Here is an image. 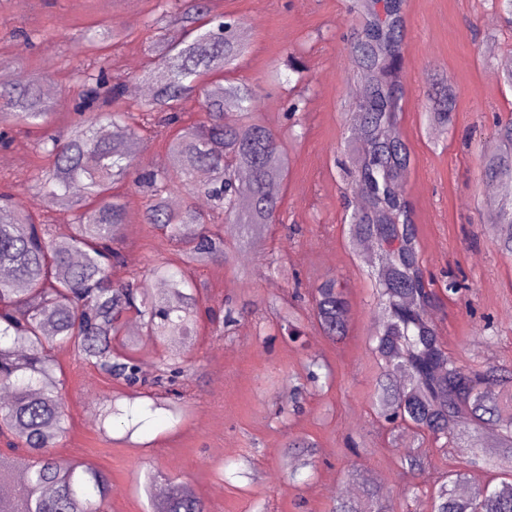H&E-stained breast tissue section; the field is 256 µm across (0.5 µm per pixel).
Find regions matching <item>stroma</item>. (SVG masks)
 <instances>
[{
	"label": "stroma",
	"mask_w": 512,
	"mask_h": 512,
	"mask_svg": "<svg viewBox=\"0 0 512 512\" xmlns=\"http://www.w3.org/2000/svg\"><path fill=\"white\" fill-rule=\"evenodd\" d=\"M165 0H0V68L39 73L52 92L54 129L66 132L82 82L72 56L75 41L96 22L122 28L106 47L112 74L124 85L143 83L152 66L155 21ZM213 11L244 22L248 51L223 74L246 85L256 117L281 134L290 158L281 189L280 224L240 250L228 233V263L197 267L202 316L194 335L177 337L180 357L192 368L175 389L187 407L182 420L156 408L153 398H130L121 382L80 364L55 348L67 392L69 432L56 452L107 473L111 512H147L146 473L187 486L207 512H332L345 487L363 499L385 482V498L400 512H432L433 493L462 459L457 449L434 448L413 429L397 431L379 417L373 391L379 372L372 339L383 321L373 299L371 262L349 248L345 226L362 198L346 164L353 140L350 106L358 87L353 44L363 20L356 0H213ZM399 137L410 171L402 195L410 207L425 277L436 297L430 309L439 337L467 366H512V254L496 244L491 187L480 177L484 156L497 152L495 132L512 121V25L493 0H402ZM303 64L292 72L289 57ZM453 90V125L433 133L427 117L435 77ZM130 125L145 139L143 162L167 161L163 136L143 116L140 100L124 94ZM39 130L14 128L0 146V186L11 185L22 202L67 232L70 203L51 206L29 176L45 160L37 154ZM127 220L118 248L116 279L150 283L148 269L176 255L142 222L145 197L127 186L113 189ZM462 290L447 294L449 277ZM338 279L350 304L342 341L323 336L311 316V291ZM294 304L304 320L290 339L275 313ZM235 321L225 325L226 311ZM330 376L311 383L310 360ZM132 408L133 420L100 418L105 399ZM312 440L313 457L288 447L289 436ZM425 446V471L410 475L400 449Z\"/></svg>",
	"instance_id": "obj_1"
}]
</instances>
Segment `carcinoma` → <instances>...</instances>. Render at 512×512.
Instances as JSON below:
<instances>
[{"instance_id":"obj_1","label":"carcinoma","mask_w":512,"mask_h":512,"mask_svg":"<svg viewBox=\"0 0 512 512\" xmlns=\"http://www.w3.org/2000/svg\"><path fill=\"white\" fill-rule=\"evenodd\" d=\"M385 18L371 12L360 41L353 47L357 74L365 83L355 104L353 126L360 140L349 155L355 190L364 201L348 222L350 243L372 244L379 271L373 294L384 310L372 353L380 375L374 399L385 420L400 421L434 442L454 444L457 430L489 431L492 444L469 448L465 456L495 466L508 478L492 489L463 497L443 484L436 492L434 512H512V403L495 391L497 381L512 382V368L466 366L442 345L423 302L425 276L416 229L401 194L410 155L396 136L401 73L399 2L384 0ZM209 0H191L181 8L180 38L158 47L154 97L141 111L158 113L157 127L166 133L168 163L161 169L137 157L138 131L124 112L108 106L122 95L120 80H109L111 62L98 57L93 68L77 63L88 89L80 119L60 139L44 135L38 152L52 158L49 167L33 170L32 180L51 194L64 195L75 183L83 194L72 205L69 233L58 238L51 225L37 218L12 192L0 193V388L10 396L0 401V437L24 450L18 456L0 455V483L18 467L25 483L10 497H0V512H105L112 483L101 471H88L64 461L53 451L66 437V392L50 355L68 347L77 359L135 390L164 388L185 373V367L161 362L148 379L131 354L135 341L120 342L125 311L134 312L146 335L172 347L171 337L188 336L196 324L197 289L185 271L204 262L227 261L224 228L214 214L238 228L242 242L254 243L277 222L278 187L289 166L280 137L251 119L253 94L245 85L200 83L209 72L230 68L247 51L243 23L228 28H205ZM121 32L110 23L97 26L79 43L75 57L110 43ZM41 76L32 75L10 86L0 85V125L46 127L52 116L40 89ZM198 103L201 118L183 120L184 106ZM430 124L442 132L452 121L448 88L431 97ZM240 113L238 122H224V112ZM112 123L121 134L104 139L96 128ZM500 151L483 161L481 178L497 190L493 199L501 250L512 253V121L498 129ZM207 172L209 181H197ZM125 183L147 197L144 223L162 232L174 247L180 265L159 263L152 276L166 284L154 293L116 281L112 269L122 256L112 248L121 235L126 212L112 187ZM182 192L189 198L173 210L167 196ZM203 195L210 201L204 213L192 202ZM313 315L331 339L347 331L350 307L334 278L322 281L314 294ZM408 471L426 466L423 453L401 457ZM149 512H205L203 502L186 487L163 486L159 477L145 482ZM332 512H395L381 488L366 493L365 503L339 500Z\"/></svg>"}]
</instances>
